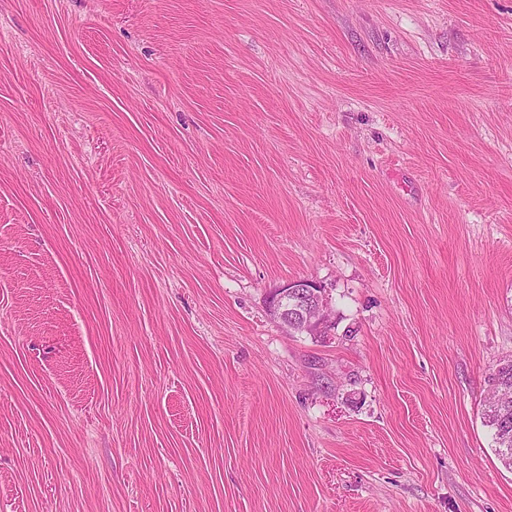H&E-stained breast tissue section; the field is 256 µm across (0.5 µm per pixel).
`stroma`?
I'll return each mask as SVG.
<instances>
[{"label":"stroma","mask_w":512,"mask_h":512,"mask_svg":"<svg viewBox=\"0 0 512 512\" xmlns=\"http://www.w3.org/2000/svg\"><path fill=\"white\" fill-rule=\"evenodd\" d=\"M510 358L512 0H0V512H512ZM275 319L288 328V322L310 336H322L331 327L330 299L324 290L305 279L288 281L272 298ZM500 362L487 376L488 385L499 382L507 384L490 386L485 422L494 430L496 451L503 465L512 469V363L506 369ZM508 390L509 399H502V391ZM498 448V449H497Z\"/></svg>","instance_id":"35a3bbf8"}]
</instances>
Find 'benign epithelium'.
Wrapping results in <instances>:
<instances>
[{
    "mask_svg": "<svg viewBox=\"0 0 512 512\" xmlns=\"http://www.w3.org/2000/svg\"><path fill=\"white\" fill-rule=\"evenodd\" d=\"M275 319L310 336H322L331 327L330 299L324 290L305 279L288 281L272 298Z\"/></svg>",
    "mask_w": 512,
    "mask_h": 512,
    "instance_id": "benign-epithelium-1",
    "label": "benign epithelium"
}]
</instances>
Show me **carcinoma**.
<instances>
[{
	"label": "carcinoma",
	"instance_id": "carcinoma-1",
	"mask_svg": "<svg viewBox=\"0 0 512 512\" xmlns=\"http://www.w3.org/2000/svg\"><path fill=\"white\" fill-rule=\"evenodd\" d=\"M491 385L485 422L494 430L497 454L512 469V365L496 366L487 376Z\"/></svg>",
	"mask_w": 512,
	"mask_h": 512
}]
</instances>
